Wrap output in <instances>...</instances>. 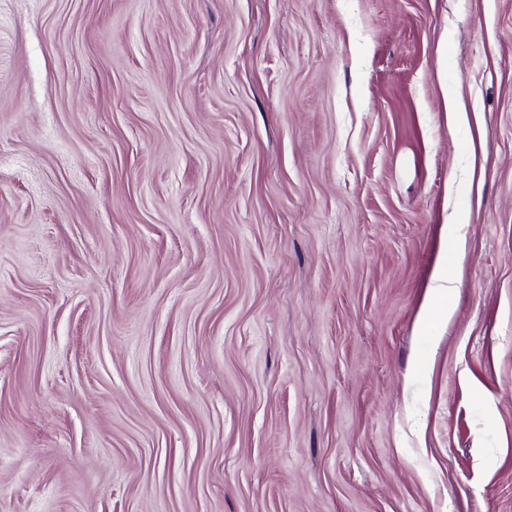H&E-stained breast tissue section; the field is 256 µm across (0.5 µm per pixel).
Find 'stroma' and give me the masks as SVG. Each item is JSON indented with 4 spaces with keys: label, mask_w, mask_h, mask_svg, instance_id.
Here are the masks:
<instances>
[{
    "label": "stroma",
    "mask_w": 512,
    "mask_h": 512,
    "mask_svg": "<svg viewBox=\"0 0 512 512\" xmlns=\"http://www.w3.org/2000/svg\"><path fill=\"white\" fill-rule=\"evenodd\" d=\"M0 512H512V0H0Z\"/></svg>",
    "instance_id": "obj_1"
}]
</instances>
